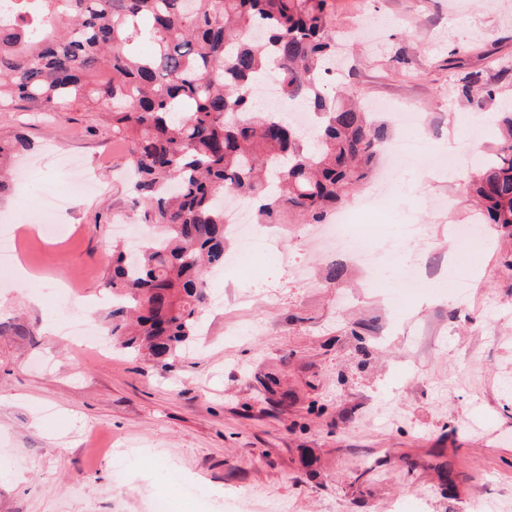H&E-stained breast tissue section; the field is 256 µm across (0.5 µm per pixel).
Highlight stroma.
Instances as JSON below:
<instances>
[{
  "instance_id": "35a3bbf8",
  "label": "stroma",
  "mask_w": 512,
  "mask_h": 512,
  "mask_svg": "<svg viewBox=\"0 0 512 512\" xmlns=\"http://www.w3.org/2000/svg\"><path fill=\"white\" fill-rule=\"evenodd\" d=\"M363 17L378 28L333 82L367 103L413 104L426 127L387 113L390 138L450 157L469 139L467 163L434 171L407 156L370 220L344 204L351 234L384 253L375 275L323 249L316 224L276 227L287 263L262 254L212 270V290L241 304L229 316L206 308L199 345L170 367L96 355L57 329L67 283L84 318L108 321L113 219L133 213L111 113L0 110V142L30 145L0 195V231L21 213L38 225L18 235L31 280L0 270V512H150L159 497L206 512L171 488L173 466L281 512H385L423 492L426 512H471L477 497L512 512V232L485 224L477 244H457L472 218L464 182L512 103V0H336L337 28ZM461 47L498 89L484 110L448 91ZM70 159L96 192L70 197ZM407 224L426 238L402 237ZM339 263L343 276L329 280ZM403 265L426 287L399 282Z\"/></svg>"
}]
</instances>
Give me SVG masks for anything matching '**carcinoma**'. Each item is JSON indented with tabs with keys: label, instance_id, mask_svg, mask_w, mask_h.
Here are the masks:
<instances>
[{
	"label": "carcinoma",
	"instance_id": "1",
	"mask_svg": "<svg viewBox=\"0 0 512 512\" xmlns=\"http://www.w3.org/2000/svg\"><path fill=\"white\" fill-rule=\"evenodd\" d=\"M18 11L20 22L0 25V109L107 108L138 223L157 230L136 258L113 254L104 283L115 301L108 335L130 355L167 365L199 334L207 273L224 265L227 196L250 202L258 224H321L385 143L350 90L323 81L336 58L333 0H20ZM270 73L314 114L312 139L253 115ZM454 82L472 105L495 100L481 69L462 66ZM499 127L467 196L478 223L509 230L512 110ZM17 146L0 144V190Z\"/></svg>",
	"mask_w": 512,
	"mask_h": 512
}]
</instances>
